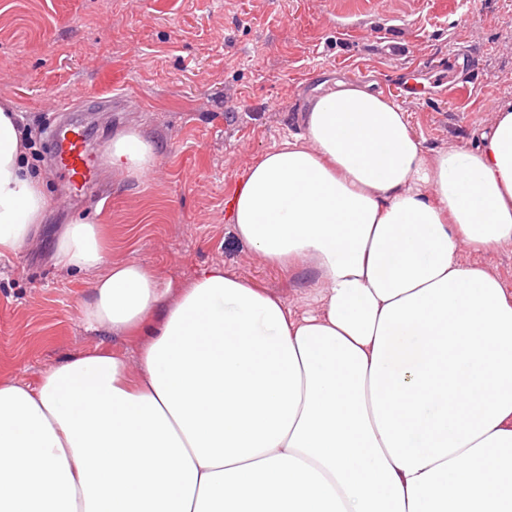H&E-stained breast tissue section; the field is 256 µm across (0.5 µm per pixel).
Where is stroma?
I'll list each match as a JSON object with an SVG mask.
<instances>
[{
    "label": "stroma",
    "mask_w": 512,
    "mask_h": 512,
    "mask_svg": "<svg viewBox=\"0 0 512 512\" xmlns=\"http://www.w3.org/2000/svg\"><path fill=\"white\" fill-rule=\"evenodd\" d=\"M341 2L0 0V103L46 127L81 87L97 98L79 115L97 147L134 127L160 150L149 177L103 171L97 206L61 202L51 136L27 150L51 205L38 243L0 258V377L36 381L97 342L82 324L91 274L50 259L74 216L103 224L109 260L147 264L172 285L221 264L293 297L296 281L256 261L224 202L260 154L300 133L320 86L406 87L426 148L472 145L512 82V0H359L350 15Z\"/></svg>",
    "instance_id": "stroma-1"
}]
</instances>
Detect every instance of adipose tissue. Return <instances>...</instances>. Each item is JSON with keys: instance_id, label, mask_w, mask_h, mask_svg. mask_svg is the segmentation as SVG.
I'll list each match as a JSON object with an SVG mask.
<instances>
[{"instance_id": "1", "label": "adipose tissue", "mask_w": 512, "mask_h": 512, "mask_svg": "<svg viewBox=\"0 0 512 512\" xmlns=\"http://www.w3.org/2000/svg\"><path fill=\"white\" fill-rule=\"evenodd\" d=\"M298 123L227 201L260 262L305 273L294 299L221 265L174 288L66 224L54 265L93 273L104 340L0 378V512H512V290L463 260L512 245V100L436 151L367 84ZM105 157L159 163L135 129ZM43 186L1 104L0 257L36 240Z\"/></svg>"}]
</instances>
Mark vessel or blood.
Returning a JSON list of instances; mask_svg holds the SVG:
<instances>
[{
	"label": "vessel or blood",
	"instance_id": "b4317fda",
	"mask_svg": "<svg viewBox=\"0 0 512 512\" xmlns=\"http://www.w3.org/2000/svg\"><path fill=\"white\" fill-rule=\"evenodd\" d=\"M88 93L79 89L69 99L60 102L56 110L62 115L53 130V161L63 176L69 190L88 189L97 178L96 157L87 145V131L79 123L69 121L76 101L87 99Z\"/></svg>",
	"mask_w": 512,
	"mask_h": 512
}]
</instances>
